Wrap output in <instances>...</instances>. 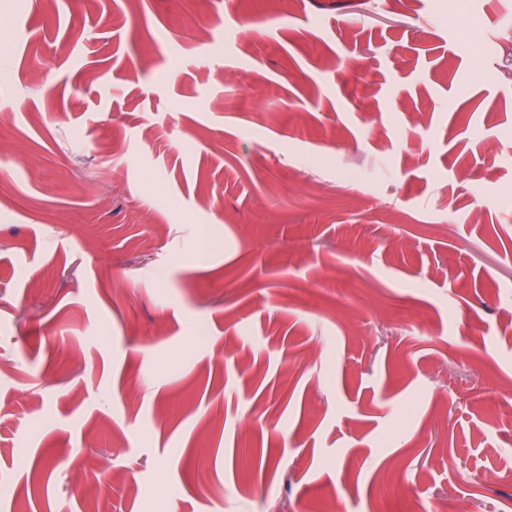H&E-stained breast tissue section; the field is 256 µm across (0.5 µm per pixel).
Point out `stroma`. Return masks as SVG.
<instances>
[{
  "instance_id": "1",
  "label": "stroma",
  "mask_w": 512,
  "mask_h": 512,
  "mask_svg": "<svg viewBox=\"0 0 512 512\" xmlns=\"http://www.w3.org/2000/svg\"><path fill=\"white\" fill-rule=\"evenodd\" d=\"M1 70L10 512H512V0H0Z\"/></svg>"
}]
</instances>
